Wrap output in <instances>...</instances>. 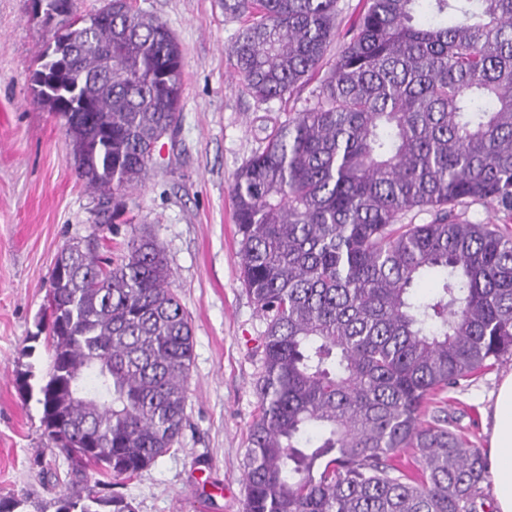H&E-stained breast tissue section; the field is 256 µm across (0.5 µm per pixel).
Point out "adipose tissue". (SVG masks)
<instances>
[{
    "label": "adipose tissue",
    "mask_w": 512,
    "mask_h": 512,
    "mask_svg": "<svg viewBox=\"0 0 512 512\" xmlns=\"http://www.w3.org/2000/svg\"><path fill=\"white\" fill-rule=\"evenodd\" d=\"M489 471L495 512H512V374L498 388L490 411Z\"/></svg>",
    "instance_id": "1"
}]
</instances>
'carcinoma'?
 <instances>
[{
  "label": "carcinoma",
  "mask_w": 512,
  "mask_h": 512,
  "mask_svg": "<svg viewBox=\"0 0 512 512\" xmlns=\"http://www.w3.org/2000/svg\"><path fill=\"white\" fill-rule=\"evenodd\" d=\"M44 2L67 17L29 74L33 101L61 119L92 109L68 138L108 224L178 129L182 49L130 0L86 29L72 0ZM220 4L247 17L231 53L259 103L310 79L336 36L338 0ZM351 29L314 102L232 186L242 282L265 324L245 512H485V457L443 394L512 356V0H365ZM474 203L501 223L466 218ZM414 210L431 220L403 223ZM60 257L38 398L69 462L55 512H134L112 486L179 444L191 322L147 231L115 261L95 236Z\"/></svg>",
  "instance_id": "1"
}]
</instances>
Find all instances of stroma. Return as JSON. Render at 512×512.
Here are the masks:
<instances>
[{"label":"stroma","mask_w":512,"mask_h":512,"mask_svg":"<svg viewBox=\"0 0 512 512\" xmlns=\"http://www.w3.org/2000/svg\"><path fill=\"white\" fill-rule=\"evenodd\" d=\"M167 23L184 56L180 126L163 139L144 186L126 196V222L99 223L97 197L78 180L61 120L32 101L28 71L50 31L33 19L31 0H0V498L55 512L67 493L65 457L48 444L36 395L50 352L37 331L50 274L69 242L96 235L118 256L134 229L148 228L165 248L172 286L191 318L193 364L181 445L120 482L134 512H243L244 463L256 417L255 383L265 325L240 279L232 184L268 129L313 101L318 80L290 97L257 103L236 78L231 48L244 22L219 0H134ZM507 359L449 389L448 417L478 448L489 447L487 411Z\"/></svg>","instance_id":"35a3bbf8"}]
</instances>
